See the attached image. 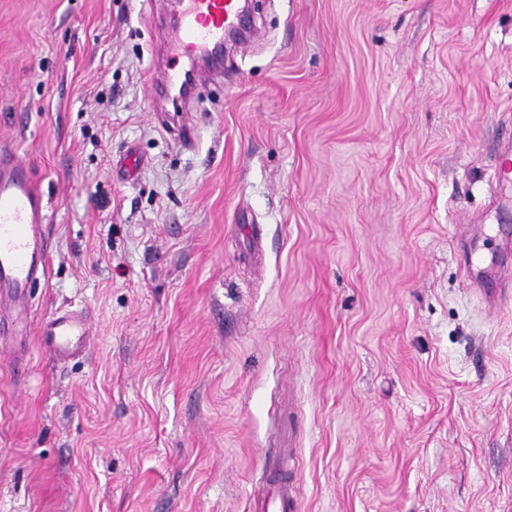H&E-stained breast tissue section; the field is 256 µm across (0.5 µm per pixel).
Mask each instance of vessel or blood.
I'll list each match as a JSON object with an SVG mask.
<instances>
[{
  "label": "vessel or blood",
  "instance_id": "obj_1",
  "mask_svg": "<svg viewBox=\"0 0 512 512\" xmlns=\"http://www.w3.org/2000/svg\"><path fill=\"white\" fill-rule=\"evenodd\" d=\"M176 39L166 51L172 63L165 74L163 95L175 112H191L192 72L179 68L213 54L224 44L225 32L241 22V0H177ZM48 202L31 168L13 152H0V318L26 319L29 294L46 275L49 249L43 226ZM39 346L54 363L84 355L92 338L88 314L59 309L38 324ZM259 512H288L294 490L287 476L273 477L268 487H255Z\"/></svg>",
  "mask_w": 512,
  "mask_h": 512
}]
</instances>
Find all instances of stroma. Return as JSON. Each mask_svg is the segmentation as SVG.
Listing matches in <instances>:
<instances>
[{"label": "stroma", "mask_w": 512, "mask_h": 512, "mask_svg": "<svg viewBox=\"0 0 512 512\" xmlns=\"http://www.w3.org/2000/svg\"><path fill=\"white\" fill-rule=\"evenodd\" d=\"M173 2L0 0L34 315L93 327L63 365L0 340V512H256L267 468L295 512H512V303L477 295L512 271V0H256L188 146L148 107Z\"/></svg>", "instance_id": "35a3bbf8"}]
</instances>
